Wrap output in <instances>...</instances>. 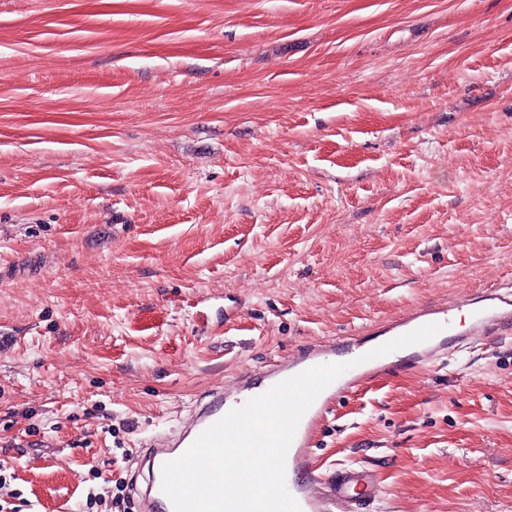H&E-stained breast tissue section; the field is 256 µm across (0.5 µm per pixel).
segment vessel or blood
<instances>
[{
	"label": "vessel or blood",
	"instance_id": "1",
	"mask_svg": "<svg viewBox=\"0 0 512 512\" xmlns=\"http://www.w3.org/2000/svg\"><path fill=\"white\" fill-rule=\"evenodd\" d=\"M466 314L470 324L460 331L450 325L457 314ZM445 324V331L431 339L405 347V358L424 364L445 346H457L477 334L496 335L512 329V293L491 291L480 296H467L441 308H426L396 320L385 329L386 340H394L419 327ZM338 342L326 341L298 349L291 356L276 361L264 371L263 381L252 372H241L232 386L211 389L198 399L191 418L176 431L164 435L144 455L147 478L138 496L143 512H173V506L162 491L163 465L181 456L208 427L228 413L230 407H241L258 396L259 386L273 387L281 381L319 364L335 362L341 357ZM396 361L380 356L345 371L327 386L305 412L297 427L286 456V486L297 500L301 512H363L381 493L379 475L363 465H348L323 475L313 462V436L334 404L356 391L366 380L392 372Z\"/></svg>",
	"mask_w": 512,
	"mask_h": 512
}]
</instances>
